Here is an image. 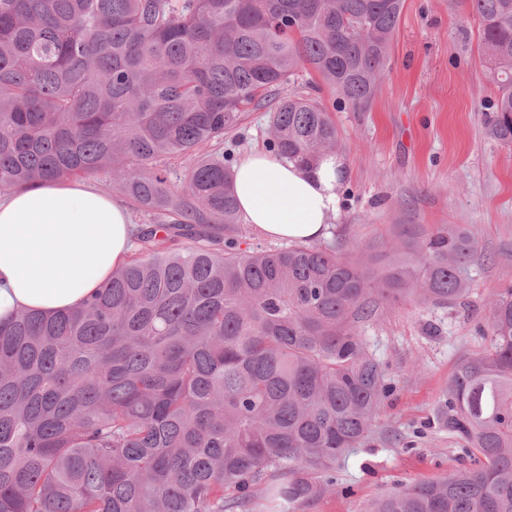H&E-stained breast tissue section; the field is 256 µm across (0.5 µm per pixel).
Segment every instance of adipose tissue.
<instances>
[{"instance_id": "1", "label": "adipose tissue", "mask_w": 512, "mask_h": 512, "mask_svg": "<svg viewBox=\"0 0 512 512\" xmlns=\"http://www.w3.org/2000/svg\"><path fill=\"white\" fill-rule=\"evenodd\" d=\"M240 212L268 238L317 241L338 215L342 155L301 164L254 149L233 167ZM133 225L122 202L90 179L61 178L0 195V317L80 306L123 264Z\"/></svg>"}]
</instances>
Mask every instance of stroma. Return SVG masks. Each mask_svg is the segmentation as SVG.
I'll return each mask as SVG.
<instances>
[{"label": "stroma", "instance_id": "stroma-1", "mask_svg": "<svg viewBox=\"0 0 512 512\" xmlns=\"http://www.w3.org/2000/svg\"><path fill=\"white\" fill-rule=\"evenodd\" d=\"M295 88L330 108L349 164L325 245L375 258L405 232L446 224L478 247L467 267L470 291L455 306L409 297L359 324L393 391L375 439L346 457L335 492L304 512H367L383 493L435 479L463 458L462 441L443 422V391L462 355L489 347L483 318L512 287V144L486 134L496 87L480 22L456 0H406L366 111L340 107L337 94L312 87L305 74ZM268 136L269 114L259 109L214 149L238 158Z\"/></svg>", "mask_w": 512, "mask_h": 512}]
</instances>
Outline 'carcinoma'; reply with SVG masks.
I'll return each instance as SVG.
<instances>
[{
  "mask_svg": "<svg viewBox=\"0 0 512 512\" xmlns=\"http://www.w3.org/2000/svg\"><path fill=\"white\" fill-rule=\"evenodd\" d=\"M405 0H0V193L104 174L140 225L73 312L0 319V512H300L372 435L389 386L356 330L402 297L455 304L475 241L450 227L383 266L317 245L240 249L224 140L274 105L267 148L340 145L305 72L354 110ZM496 73L487 134L512 144V0H461ZM190 161L172 181V160ZM463 356L444 423L474 455L369 512H512V289Z\"/></svg>",
  "mask_w": 512,
  "mask_h": 512,
  "instance_id": "obj_1",
  "label": "carcinoma"
}]
</instances>
